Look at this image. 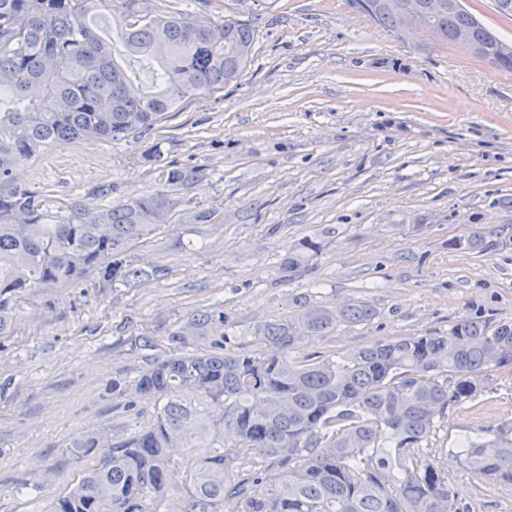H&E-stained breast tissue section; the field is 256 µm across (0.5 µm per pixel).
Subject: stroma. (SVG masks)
I'll return each mask as SVG.
<instances>
[{"label":"stroma","mask_w":512,"mask_h":512,"mask_svg":"<svg viewBox=\"0 0 512 512\" xmlns=\"http://www.w3.org/2000/svg\"><path fill=\"white\" fill-rule=\"evenodd\" d=\"M154 11L254 31L237 82L181 101L152 130L47 149L19 160V183L51 205L94 208L156 193L161 152L208 177L189 192L223 221L176 215L132 252L168 274L136 288L94 277L17 299L0 336V512H44L87 464L72 438L118 442L158 408L138 376L169 357L189 317L224 312V347L257 354V325L307 301L364 302L377 315L304 341L296 361L387 337L447 336L464 319L512 321V73L459 46L401 40L347 0H152ZM111 195L100 197L101 186ZM491 245L468 249L471 226ZM319 243L305 251L304 241ZM304 252L301 266L284 269ZM512 423V369L486 371L449 405L430 446L468 512H512V484L475 476L457 440Z\"/></svg>","instance_id":"stroma-1"}]
</instances>
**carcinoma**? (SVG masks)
<instances>
[{
  "mask_svg": "<svg viewBox=\"0 0 512 512\" xmlns=\"http://www.w3.org/2000/svg\"><path fill=\"white\" fill-rule=\"evenodd\" d=\"M111 0H0V335L14 301L31 288H51L97 275L98 287L132 288L160 280L130 252L170 223L182 191L207 176L152 155L159 193L108 208L74 196L56 211L44 195L17 184L16 157L36 158L54 144L118 139L152 129L186 98L235 81L249 61L248 21L213 22L181 12L154 13L148 0H121V42L94 27ZM393 33L402 13L391 0H347ZM453 44L467 28L485 45L500 40L466 9L443 6L431 16ZM366 303L339 309L306 302L256 329L266 351L180 353L135 381V393L164 399L153 422L116 444L80 433L70 453L99 458L46 512H465L425 443L453 402L470 397L482 373L512 366V322L477 320L446 336L389 338L337 359L297 363L290 351L309 336L375 318ZM224 326V311L191 316L170 341L177 348ZM223 412L241 447L286 469L269 483L252 478L246 494L232 483L236 454L208 444L212 413ZM198 448L184 482L173 485L170 449ZM483 478L512 484V429L479 430L454 449Z\"/></svg>",
  "mask_w": 512,
  "mask_h": 512,
  "instance_id": "obj_1",
  "label": "carcinoma"
}]
</instances>
